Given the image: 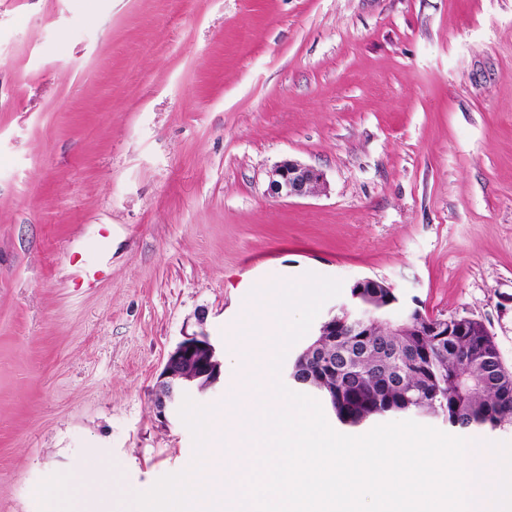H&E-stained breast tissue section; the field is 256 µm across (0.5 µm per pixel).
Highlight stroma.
Masks as SVG:
<instances>
[{
  "label": "stroma",
  "mask_w": 512,
  "mask_h": 512,
  "mask_svg": "<svg viewBox=\"0 0 512 512\" xmlns=\"http://www.w3.org/2000/svg\"><path fill=\"white\" fill-rule=\"evenodd\" d=\"M287 160L321 189L272 195ZM309 272L479 320L512 370V0H0V512L188 468L170 352L228 354L251 282Z\"/></svg>",
  "instance_id": "1"
}]
</instances>
